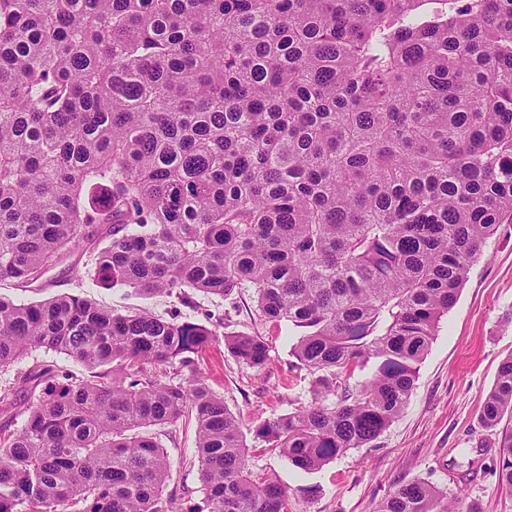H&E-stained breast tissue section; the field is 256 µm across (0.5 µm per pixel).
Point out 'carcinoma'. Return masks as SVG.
<instances>
[{
    "mask_svg": "<svg viewBox=\"0 0 512 512\" xmlns=\"http://www.w3.org/2000/svg\"><path fill=\"white\" fill-rule=\"evenodd\" d=\"M0 0V281L86 243L144 298L253 290L311 401L254 438L314 471L408 404L442 318L512 224V0ZM217 330L63 294L0 296V512H196L149 429L195 423L207 512H290L198 369ZM262 369L265 341L224 335ZM367 372L362 381L355 372ZM512 490V353L479 414ZM374 512H481L414 478Z\"/></svg>",
    "mask_w": 512,
    "mask_h": 512,
    "instance_id": "carcinoma-1",
    "label": "carcinoma"
}]
</instances>
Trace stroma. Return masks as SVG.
I'll use <instances>...</instances> for the list:
<instances>
[{"mask_svg":"<svg viewBox=\"0 0 512 512\" xmlns=\"http://www.w3.org/2000/svg\"><path fill=\"white\" fill-rule=\"evenodd\" d=\"M88 262V248L80 246L47 270L40 290L24 291L2 281L0 296L29 302L72 294L115 308L143 305L171 316L176 298L145 301L126 288L93 285L86 276ZM197 302L195 319L207 313L223 318V334L251 333L269 347V360L257 371L236 362L223 339H216L203 353L200 371L237 417L249 448V467L275 477L287 489L292 512H373L393 485L415 477L447 488L449 495H468L479 501L482 512H512V490L500 486L495 475L498 436L478 421L497 367L512 353V233L490 240L472 266L398 419L375 441L312 472L296 468L278 449L256 442L252 433L261 420L292 412L310 400L308 381L292 367L287 330L253 317L248 288L232 301L201 295ZM159 441L170 462L167 493L184 505L203 507L194 426L180 422L162 427Z\"/></svg>","mask_w":512,"mask_h":512,"instance_id":"stroma-1","label":"stroma"}]
</instances>
